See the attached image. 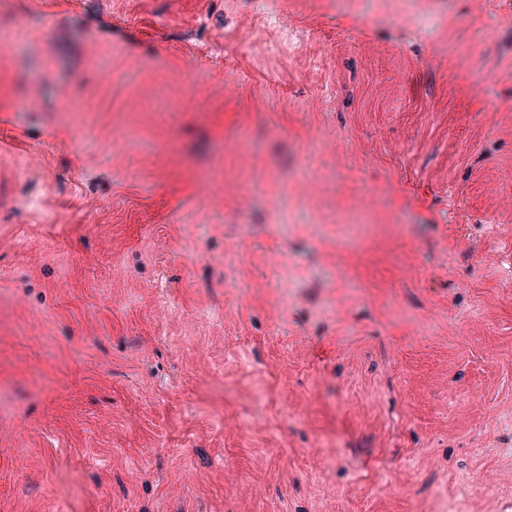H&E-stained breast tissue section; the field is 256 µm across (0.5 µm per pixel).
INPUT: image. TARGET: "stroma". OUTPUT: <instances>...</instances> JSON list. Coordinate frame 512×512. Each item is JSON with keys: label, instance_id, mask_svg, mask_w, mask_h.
Wrapping results in <instances>:
<instances>
[{"label": "stroma", "instance_id": "1", "mask_svg": "<svg viewBox=\"0 0 512 512\" xmlns=\"http://www.w3.org/2000/svg\"><path fill=\"white\" fill-rule=\"evenodd\" d=\"M508 103L512 0H0V512H512Z\"/></svg>", "mask_w": 512, "mask_h": 512}]
</instances>
